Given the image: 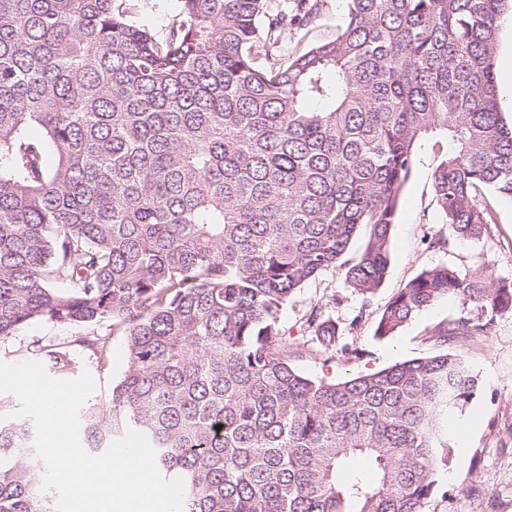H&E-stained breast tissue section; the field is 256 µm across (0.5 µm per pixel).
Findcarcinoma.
<instances>
[{"mask_svg": "<svg viewBox=\"0 0 512 512\" xmlns=\"http://www.w3.org/2000/svg\"><path fill=\"white\" fill-rule=\"evenodd\" d=\"M510 1L347 0L334 39L285 57L318 0H178L161 37L126 0H0V339L76 327L106 364L95 328L126 336L108 408L79 412L89 454L145 434L184 512H422L477 389L449 344L489 323L452 318L437 354L336 382L292 366L281 318L329 270L370 304L422 139L448 146L432 187L452 234L494 223L481 189L512 199L494 71ZM445 297L512 312V284L436 266L375 335ZM306 323L315 355L362 354L320 308ZM32 351L72 369L62 343ZM33 439L0 420V512H56Z\"/></svg>", "mask_w": 512, "mask_h": 512, "instance_id": "carcinoma-1", "label": "carcinoma"}]
</instances>
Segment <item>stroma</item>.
<instances>
[{"instance_id":"1","label":"stroma","mask_w":512,"mask_h":512,"mask_svg":"<svg viewBox=\"0 0 512 512\" xmlns=\"http://www.w3.org/2000/svg\"><path fill=\"white\" fill-rule=\"evenodd\" d=\"M346 14V0H321L316 20L303 29L285 30L277 50L288 55L332 39ZM443 154L434 140L426 139L416 150L413 173L404 187L390 233V261L381 288L363 306L362 297L337 271H327L310 281L290 300L282 317V331L291 343L293 365L305 375L341 380L360 372L437 353L428 335L437 324L468 315L480 317L477 309H463L444 298L418 313L391 338L375 334L378 318L389 299L421 271L447 265L468 274H483L512 283V201L481 196L491 201L495 222L476 239L449 236L446 246H431L432 237L447 234L432 189V174ZM344 326V334L361 348L360 358H312L304 344L305 320L313 307ZM75 329L37 322L16 336L0 339V361L22 363L35 360L29 344L36 338L74 339ZM111 352L107 364L97 363L80 348L71 357L78 369L88 370L98 387L88 401L107 405L112 387L127 361L124 336L108 334ZM462 353L478 378V390L461 421L468 424V438L449 436L452 458L436 475V490L423 512H512V314H497L488 335L464 343Z\"/></svg>"}]
</instances>
